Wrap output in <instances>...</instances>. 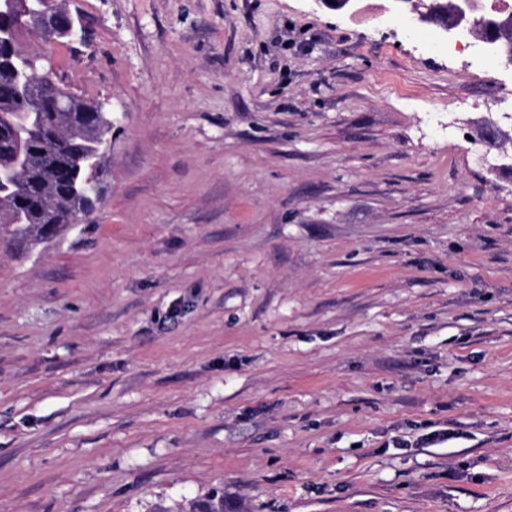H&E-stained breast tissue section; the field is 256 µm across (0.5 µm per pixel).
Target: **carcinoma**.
I'll list each match as a JSON object with an SVG mask.
<instances>
[{"label": "carcinoma", "mask_w": 512, "mask_h": 512, "mask_svg": "<svg viewBox=\"0 0 512 512\" xmlns=\"http://www.w3.org/2000/svg\"><path fill=\"white\" fill-rule=\"evenodd\" d=\"M78 38L77 31L62 27L40 40L65 46ZM28 76L27 60L0 52V163H13L11 176L0 177V230L35 246L92 208L86 170L112 133V123L99 103L71 92L60 79L67 111H50L19 84ZM156 512H233V506L215 491L203 500L160 505Z\"/></svg>", "instance_id": "cac0c4a2"}]
</instances>
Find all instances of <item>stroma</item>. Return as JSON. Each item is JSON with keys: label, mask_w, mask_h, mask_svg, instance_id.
I'll list each match as a JSON object with an SVG mask.
<instances>
[{"label": "stroma", "mask_w": 512, "mask_h": 512, "mask_svg": "<svg viewBox=\"0 0 512 512\" xmlns=\"http://www.w3.org/2000/svg\"><path fill=\"white\" fill-rule=\"evenodd\" d=\"M91 213L0 238V512H512V67L394 0H66ZM227 500L224 498V493L214 491L206 496L204 500H185L175 506L164 507L159 505L156 512H235ZM221 510V511H217Z\"/></svg>", "instance_id": "35a3bbf8"}]
</instances>
